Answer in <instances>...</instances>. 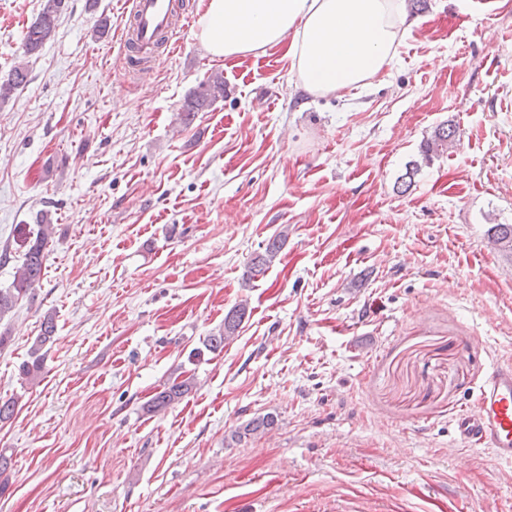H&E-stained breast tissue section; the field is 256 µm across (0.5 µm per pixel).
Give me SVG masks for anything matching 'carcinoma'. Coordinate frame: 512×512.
<instances>
[{"label":"carcinoma","mask_w":512,"mask_h":512,"mask_svg":"<svg viewBox=\"0 0 512 512\" xmlns=\"http://www.w3.org/2000/svg\"><path fill=\"white\" fill-rule=\"evenodd\" d=\"M64 0H44L38 17L27 28L24 36V49L28 55L39 52L50 41L56 32L58 15L61 12ZM28 72L22 65L15 66L7 79L0 81V99H7L13 90L26 83ZM224 97V79L216 74L201 83L193 90L183 105L182 121L189 123L191 116L210 106L217 99ZM456 141V128L443 124L437 127L432 136L425 140L421 146L419 158L410 162L405 174L402 176V185L410 187L411 178L423 168L433 164L435 158L448 151V145ZM35 222L40 224V230L33 239H25L24 260L14 275L11 287L0 289V318L8 313L16 302L30 295L36 283L42 277L44 269V250L48 243L51 229V218L48 212L36 214ZM288 238V230H282L270 237L263 245V250L255 253L250 262V277L262 275L275 262L283 245ZM488 239L501 251L512 254V224H494L488 230ZM247 312L246 305L239 304L224 315V326L211 334L204 341V346L211 352L224 349L227 343L237 332ZM55 322L52 314L44 315L41 322L39 336L30 351V360L22 365L21 372L28 379L37 378L43 368L44 354L42 348L51 342L55 335ZM193 388V378L188 377L181 381H173L170 385L148 402L145 407L148 413H159L178 403ZM277 425V416L266 413L253 417L238 425L231 434V440L236 443L246 442L259 435L272 430Z\"/></svg>","instance_id":"1"}]
</instances>
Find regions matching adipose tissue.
Here are the masks:
<instances>
[{
  "label": "adipose tissue",
  "mask_w": 512,
  "mask_h": 512,
  "mask_svg": "<svg viewBox=\"0 0 512 512\" xmlns=\"http://www.w3.org/2000/svg\"><path fill=\"white\" fill-rule=\"evenodd\" d=\"M198 37L217 58L284 44L302 88L351 91L389 69L407 21L404 0H199Z\"/></svg>",
  "instance_id": "ef3b65f1"
}]
</instances>
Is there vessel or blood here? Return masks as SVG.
Instances as JSON below:
<instances>
[{"label":"vessel or blood","instance_id":"vessel-or-blood-1","mask_svg":"<svg viewBox=\"0 0 512 512\" xmlns=\"http://www.w3.org/2000/svg\"><path fill=\"white\" fill-rule=\"evenodd\" d=\"M122 43H135L141 60L136 76L148 75L156 49L171 53L193 23L180 0H127ZM450 424L463 448L488 449L499 463L512 465V364L495 363L476 385L473 403L453 410Z\"/></svg>","mask_w":512,"mask_h":512}]
</instances>
